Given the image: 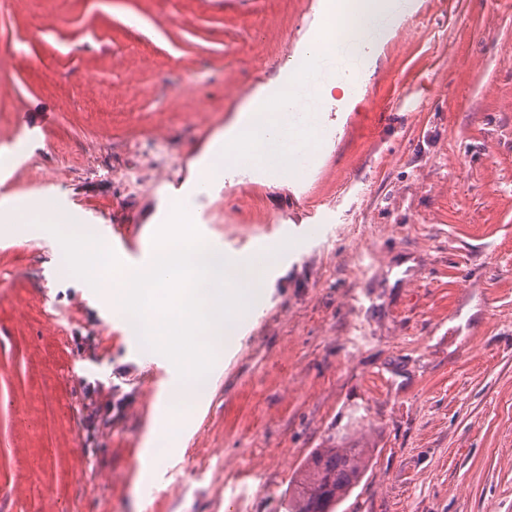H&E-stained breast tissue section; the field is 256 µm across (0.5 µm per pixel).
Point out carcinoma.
<instances>
[{"instance_id": "1", "label": "carcinoma", "mask_w": 512, "mask_h": 512, "mask_svg": "<svg viewBox=\"0 0 512 512\" xmlns=\"http://www.w3.org/2000/svg\"><path fill=\"white\" fill-rule=\"evenodd\" d=\"M370 450L318 448L307 459L296 480L298 491L289 496L288 512H325L328 504L344 500L361 481Z\"/></svg>"}]
</instances>
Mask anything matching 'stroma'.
Here are the masks:
<instances>
[{"label":"stroma","instance_id":"1","mask_svg":"<svg viewBox=\"0 0 512 512\" xmlns=\"http://www.w3.org/2000/svg\"><path fill=\"white\" fill-rule=\"evenodd\" d=\"M324 104L300 180L237 166L198 209L227 255L289 239L180 455L139 478L161 383L101 296L36 233H0V512H284L318 448L369 449L335 512H512V0H420ZM313 0L0 5V200L56 195L85 224L140 221L193 170ZM40 35H33V28ZM322 205V224L304 223ZM367 336L359 351L348 338ZM122 420L83 433V379L119 368Z\"/></svg>","mask_w":512,"mask_h":512}]
</instances>
